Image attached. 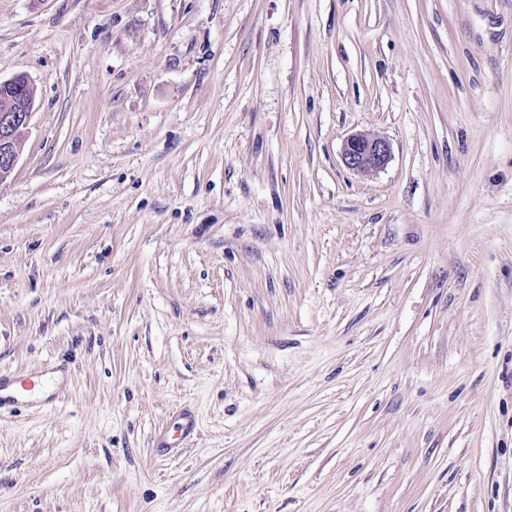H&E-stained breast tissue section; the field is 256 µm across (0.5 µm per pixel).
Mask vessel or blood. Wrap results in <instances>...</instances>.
<instances>
[{
    "instance_id": "1",
    "label": "vessel or blood",
    "mask_w": 512,
    "mask_h": 512,
    "mask_svg": "<svg viewBox=\"0 0 512 512\" xmlns=\"http://www.w3.org/2000/svg\"><path fill=\"white\" fill-rule=\"evenodd\" d=\"M64 383L65 377L58 369L0 371V412H11L21 406L39 410L52 407Z\"/></svg>"
}]
</instances>
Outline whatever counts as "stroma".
<instances>
[{
    "label": "stroma",
    "instance_id": "35a3bbf8",
    "mask_svg": "<svg viewBox=\"0 0 512 512\" xmlns=\"http://www.w3.org/2000/svg\"><path fill=\"white\" fill-rule=\"evenodd\" d=\"M18 74L0 512H512V0H0ZM341 158L349 170L369 175L383 170L388 165L392 159V148L390 142L382 136L355 133L344 140ZM65 383L62 369L36 370L28 373L0 371V412L16 410L19 406L43 410L57 401Z\"/></svg>",
    "mask_w": 512,
    "mask_h": 512
}]
</instances>
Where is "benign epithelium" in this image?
I'll return each mask as SVG.
<instances>
[{
  "label": "benign epithelium",
  "mask_w": 512,
  "mask_h": 512,
  "mask_svg": "<svg viewBox=\"0 0 512 512\" xmlns=\"http://www.w3.org/2000/svg\"><path fill=\"white\" fill-rule=\"evenodd\" d=\"M14 88L21 100L4 98L0 105V180L11 176L22 151V136L30 124L35 105V88L25 75L0 80V90ZM342 162L346 168L369 175L383 170L392 159L390 142L379 135L355 133L343 142Z\"/></svg>",
  "instance_id": "obj_1"
}]
</instances>
